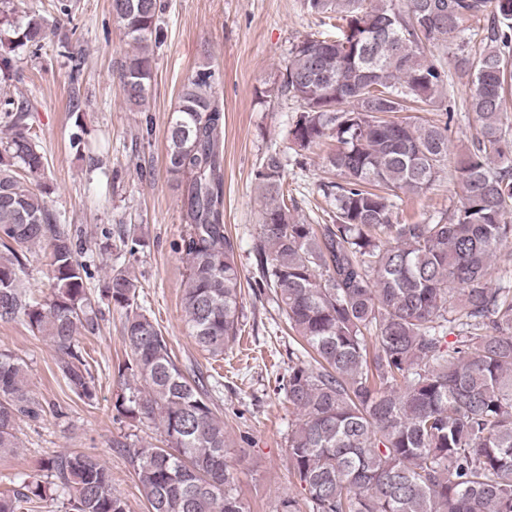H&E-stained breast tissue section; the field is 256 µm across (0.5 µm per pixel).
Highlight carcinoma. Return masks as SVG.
<instances>
[{
    "instance_id": "obj_1",
    "label": "carcinoma",
    "mask_w": 512,
    "mask_h": 512,
    "mask_svg": "<svg viewBox=\"0 0 512 512\" xmlns=\"http://www.w3.org/2000/svg\"><path fill=\"white\" fill-rule=\"evenodd\" d=\"M340 34L307 36L288 53L282 80L263 101L299 107L288 129L298 155L330 138L323 185L334 211L309 224L285 193L281 154L268 152L255 178L263 199L254 246L258 278L285 316L296 348L283 391L297 415L288 433L291 472L302 498L281 512H512V133L503 121L512 80V0H304ZM160 0H112L133 45L119 62L123 97L145 105L154 47L164 37ZM0 0V74L18 51L44 47L47 21L15 18ZM482 26L483 41L460 37ZM448 64L471 79L469 109L480 127L456 169L463 195L431 223L400 222L402 195L420 196L448 163V121L400 117L437 102ZM215 71L198 67L182 85L165 130L164 163L182 187L187 225L180 251L188 274L182 304L195 343L213 357L238 332L241 273L224 227V103ZM26 99H0V321H22L49 339L58 373L92 404L97 385L79 337L99 329L87 267L40 185L43 155ZM45 245L48 293L22 288L27 257ZM135 281L111 273L104 299L125 310L129 375L114 406L155 425L160 446L128 449L148 512H250L225 455L224 421L207 378L182 369L161 329L136 302ZM45 412L27 388L26 365L0 349V455L20 447L17 420ZM48 481L0 493V512H27L50 489L65 512H127L109 470L66 452L45 464Z\"/></svg>"
}]
</instances>
